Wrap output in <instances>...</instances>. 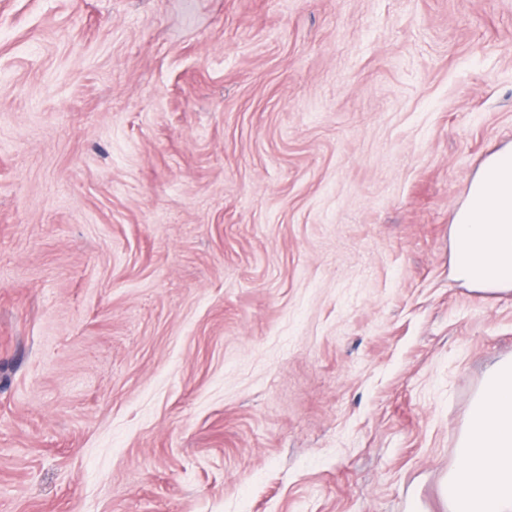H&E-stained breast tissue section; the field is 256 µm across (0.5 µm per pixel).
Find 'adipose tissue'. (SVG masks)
<instances>
[{"label": "adipose tissue", "instance_id": "adipose-tissue-1", "mask_svg": "<svg viewBox=\"0 0 512 512\" xmlns=\"http://www.w3.org/2000/svg\"><path fill=\"white\" fill-rule=\"evenodd\" d=\"M450 233L457 281L512 291V144L482 163ZM442 492L448 512H512V358L488 368Z\"/></svg>", "mask_w": 512, "mask_h": 512}]
</instances>
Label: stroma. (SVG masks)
Masks as SVG:
<instances>
[{
  "label": "stroma",
  "instance_id": "1",
  "mask_svg": "<svg viewBox=\"0 0 512 512\" xmlns=\"http://www.w3.org/2000/svg\"><path fill=\"white\" fill-rule=\"evenodd\" d=\"M510 143L512 0H0V512H448ZM450 233L457 281L481 291H512V144L482 163Z\"/></svg>",
  "mask_w": 512,
  "mask_h": 512
}]
</instances>
